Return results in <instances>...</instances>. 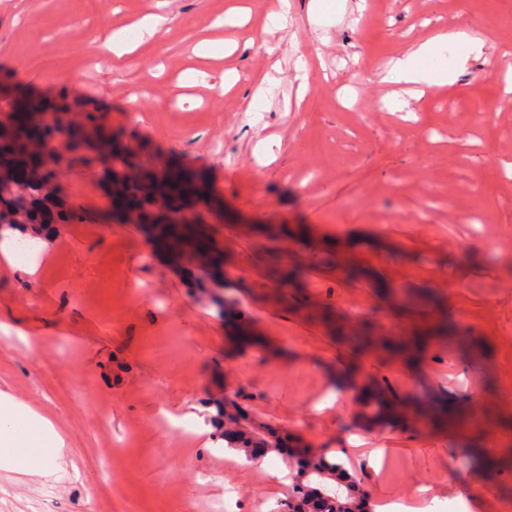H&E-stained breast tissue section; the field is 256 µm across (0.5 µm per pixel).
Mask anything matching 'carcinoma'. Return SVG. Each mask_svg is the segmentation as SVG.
<instances>
[{
	"mask_svg": "<svg viewBox=\"0 0 512 512\" xmlns=\"http://www.w3.org/2000/svg\"><path fill=\"white\" fill-rule=\"evenodd\" d=\"M66 111L62 102L52 106L44 96L20 91L11 100L0 99V112L7 123L0 126L10 140L9 155H0V168L7 173L23 171L20 183L26 191L15 196L0 189V205L29 214L32 220L49 219L43 209L45 180L33 176V168L41 165L37 156L38 139L57 132L69 135L71 153L91 152L104 165L107 179L112 182V214L122 222L150 224L159 228L158 240L168 248L184 246L203 258V267H212L222 275L223 258L211 254V245L191 229L194 224L206 223L203 211L190 209L195 200H206L210 186L204 172L188 169L171 160L160 171L130 162L131 153L121 147L116 134L105 135L99 129L76 127L71 123L52 124L44 121L49 114ZM192 214H186L187 210ZM336 339L352 348L366 347L374 342L369 332L349 335L336 328ZM220 416L231 425L236 436L233 447L249 460L276 453L288 462L292 495L288 512H338L340 503L350 502L356 512H374V503L357 472L340 458L311 453L302 448H280L264 434V426L248 428V418L233 401L219 406Z\"/></svg>",
	"mask_w": 512,
	"mask_h": 512,
	"instance_id": "1",
	"label": "carcinoma"
}]
</instances>
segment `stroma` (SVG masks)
Wrapping results in <instances>:
<instances>
[{
  "instance_id": "stroma-1",
  "label": "stroma",
  "mask_w": 512,
  "mask_h": 512,
  "mask_svg": "<svg viewBox=\"0 0 512 512\" xmlns=\"http://www.w3.org/2000/svg\"><path fill=\"white\" fill-rule=\"evenodd\" d=\"M0 0V76L74 103L149 154L205 167L225 217L207 230L224 283L113 219L99 163L65 156L70 222L37 232L33 267L0 263V390L49 411L77 470L0 469V512H281L284 464H232L216 406L234 400L277 435L340 456L373 500L454 480L478 512H512V471L473 454L512 448V100L494 66L432 60L443 86L382 104L390 63L443 32L512 49V0ZM166 18L154 37L144 15ZM137 50L117 58L114 36ZM265 84L261 99L253 94ZM428 223H417L423 205ZM481 212V236L461 213ZM507 243L490 253L485 242ZM383 338L440 322L419 361L343 356L337 322ZM405 404L372 421V382ZM479 429L436 425L428 396ZM382 448L372 468L360 448Z\"/></svg>"
}]
</instances>
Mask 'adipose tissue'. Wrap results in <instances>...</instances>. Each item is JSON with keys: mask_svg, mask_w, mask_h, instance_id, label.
I'll return each mask as SVG.
<instances>
[{"mask_svg": "<svg viewBox=\"0 0 512 512\" xmlns=\"http://www.w3.org/2000/svg\"><path fill=\"white\" fill-rule=\"evenodd\" d=\"M451 42L464 46L466 54L478 57L484 54V42L467 32L441 34L407 57L396 60L387 72V81L438 83V76L425 62ZM66 464V440L49 414L0 391V467L46 478L63 471Z\"/></svg>", "mask_w": 512, "mask_h": 512, "instance_id": "ef3b65f1", "label": "adipose tissue"}]
</instances>
